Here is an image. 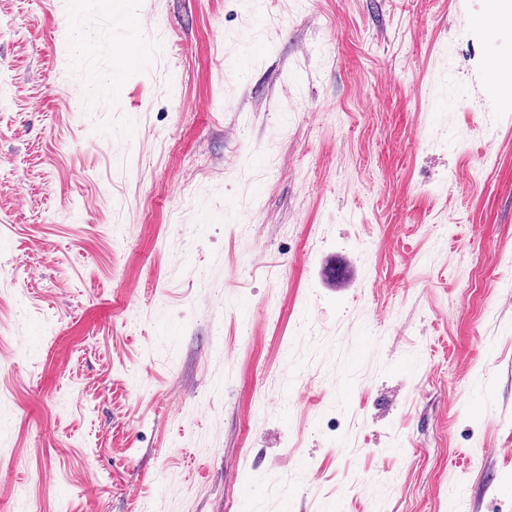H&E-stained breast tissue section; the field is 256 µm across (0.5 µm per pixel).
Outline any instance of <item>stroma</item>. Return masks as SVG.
I'll use <instances>...</instances> for the list:
<instances>
[{
	"mask_svg": "<svg viewBox=\"0 0 512 512\" xmlns=\"http://www.w3.org/2000/svg\"><path fill=\"white\" fill-rule=\"evenodd\" d=\"M489 2L0 0V512H512Z\"/></svg>",
	"mask_w": 512,
	"mask_h": 512,
	"instance_id": "35a3bbf8",
	"label": "stroma"
}]
</instances>
